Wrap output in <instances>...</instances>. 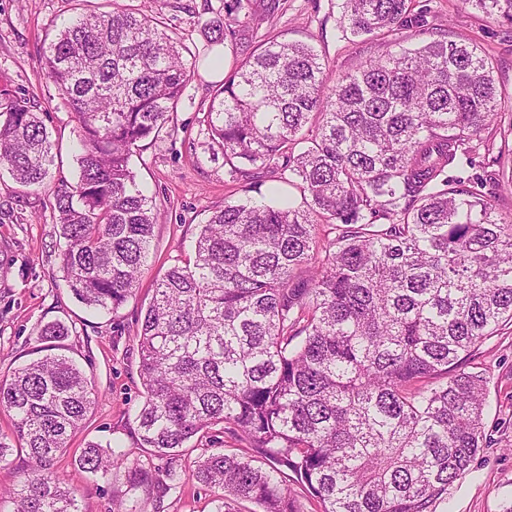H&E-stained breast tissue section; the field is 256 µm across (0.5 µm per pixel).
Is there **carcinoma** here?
I'll return each instance as SVG.
<instances>
[{"label": "carcinoma", "mask_w": 512, "mask_h": 512, "mask_svg": "<svg viewBox=\"0 0 512 512\" xmlns=\"http://www.w3.org/2000/svg\"><path fill=\"white\" fill-rule=\"evenodd\" d=\"M512 24V0H464ZM412 0H339L342 36L395 35L424 23ZM371 57L331 83L310 45L272 35L224 78L204 123L225 175L280 172L298 205L224 203L201 225L194 257L156 283L139 330L141 445L175 460L213 427L269 461L211 453L192 477L221 491L215 512L248 500L299 512L287 474L321 512H438L486 444L485 377L465 369L512 321V224L483 184L448 178L457 155H487L495 65L463 33ZM165 18L112 0L44 48L43 68L78 122L79 175L52 191L63 281L94 311L134 295L163 213L132 157L159 137L194 69ZM56 155L43 116L17 97L0 111V165L45 186ZM68 335L48 323L39 340ZM94 402L85 372L50 353L0 380V410L33 468L9 491L16 512H80L53 470ZM79 465L124 464L98 444ZM143 467L130 490L162 492Z\"/></svg>", "instance_id": "1"}]
</instances>
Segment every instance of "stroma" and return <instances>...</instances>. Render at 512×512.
Listing matches in <instances>:
<instances>
[{"instance_id": "35a3bbf8", "label": "stroma", "mask_w": 512, "mask_h": 512, "mask_svg": "<svg viewBox=\"0 0 512 512\" xmlns=\"http://www.w3.org/2000/svg\"><path fill=\"white\" fill-rule=\"evenodd\" d=\"M233 2L153 0L151 4L195 53V76L178 104L174 130L146 143L132 160L138 183L165 211L154 229L153 250L140 288L117 311L95 314L73 297L57 264L52 191L58 183L76 180L77 121L61 103L41 63L44 47L74 16L75 0H0V105L12 95L34 100L45 114L57 153L45 187L34 193L16 185L0 167V379L39 357L43 344L38 333L43 325L59 321L68 327L62 353L85 371L95 401L69 448L57 456L55 469L75 488L82 512H214L216 507L214 490L193 478H184L179 488L154 503L142 493H129L124 476L125 467L140 464L161 478L169 466L168 458L141 447L136 423L143 402L137 333L157 280L177 260L191 255L199 224L225 202L247 195L268 198L276 190L286 197L299 196L271 173L248 187L230 181L223 156L209 151L204 114L222 84L210 69L211 59L221 55L229 70L252 55L266 34L255 19L268 13L277 32L313 45L336 75L371 57L420 46L426 39L415 29L394 38H340L337 0H241L238 10ZM413 8L424 11L428 27L464 33L494 59L495 78L504 91L501 109L512 113V24L488 18L463 0H413ZM216 24L223 26L224 35L222 44L213 46L208 28ZM496 143L502 148L495 165L498 182L487 190L499 214L511 218V124L501 123ZM467 368L486 377L488 444L449 489L444 509L506 512L512 507V323L487 340ZM90 443L123 450L124 468L104 475L82 471L76 459ZM239 447L235 437L216 427L187 442L178 463L188 470L201 455L233 453Z\"/></svg>"}]
</instances>
